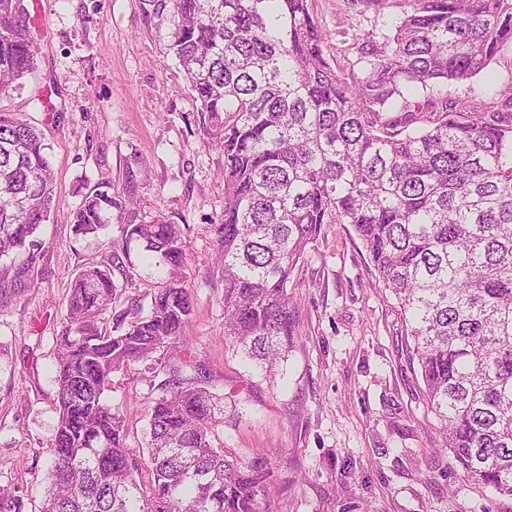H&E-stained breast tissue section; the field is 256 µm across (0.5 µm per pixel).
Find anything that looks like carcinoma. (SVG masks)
<instances>
[{
	"instance_id": "obj_1",
	"label": "carcinoma",
	"mask_w": 512,
	"mask_h": 512,
	"mask_svg": "<svg viewBox=\"0 0 512 512\" xmlns=\"http://www.w3.org/2000/svg\"><path fill=\"white\" fill-rule=\"evenodd\" d=\"M399 10L382 42H362L340 74L309 0H165L168 50L224 152V208L212 225L224 281V346L270 373L293 339L291 276L322 226L350 224L398 305L450 465L512 499V84L497 106L442 108L424 93L485 69L512 43V0H368ZM23 0H0V92L34 68ZM55 200L46 144L0 113V257L37 250ZM115 201L93 190L78 235ZM188 225L163 215L123 227L163 269L145 314L103 333L112 254L76 276L57 339L58 421L39 512H261L271 471L213 444L223 399L188 355L194 305L181 272ZM162 371L146 457L127 447L105 400L112 374ZM194 374L182 376L183 369ZM150 480H142V473ZM0 512H25L0 488Z\"/></svg>"
}]
</instances>
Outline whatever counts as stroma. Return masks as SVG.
Segmentation results:
<instances>
[{
  "instance_id": "stroma-1",
  "label": "stroma",
  "mask_w": 512,
  "mask_h": 512,
  "mask_svg": "<svg viewBox=\"0 0 512 512\" xmlns=\"http://www.w3.org/2000/svg\"><path fill=\"white\" fill-rule=\"evenodd\" d=\"M47 19L35 68L0 111L41 128L57 198L29 264L36 280L0 258V486L38 512L58 414L54 356L70 287L86 266L122 249V228L164 215L188 225L184 280L194 297L189 347L224 399L215 445L238 460L267 459L263 512H512V499L448 467L405 324L353 227L331 222L296 265L293 346L275 379L224 348V283L212 225L224 205V154L209 144L199 105L167 49L173 18L156 0H25ZM338 72L359 57L357 34L381 41L397 21L366 0H310ZM512 83V45L474 77L435 86L451 103L491 102ZM50 98L45 112L37 98ZM116 199L102 229L76 235L72 212L92 190ZM101 326L112 332L148 308L161 278L131 248ZM163 374L135 364L112 375L105 398L126 417L129 448H145L148 403Z\"/></svg>"
}]
</instances>
